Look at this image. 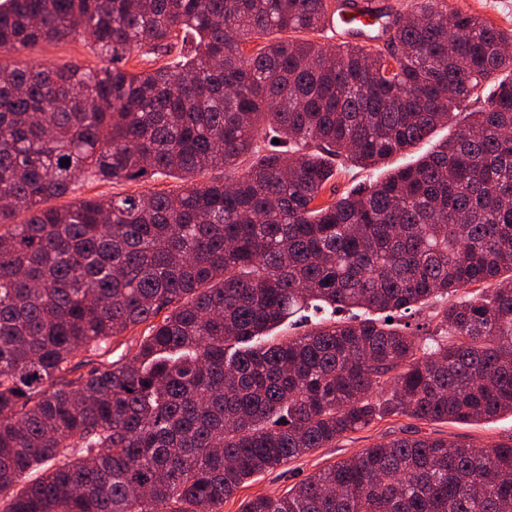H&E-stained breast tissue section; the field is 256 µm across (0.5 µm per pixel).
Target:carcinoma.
<instances>
[{"label": "carcinoma", "instance_id": "cac0c4a2", "mask_svg": "<svg viewBox=\"0 0 512 512\" xmlns=\"http://www.w3.org/2000/svg\"><path fill=\"white\" fill-rule=\"evenodd\" d=\"M330 12L0 0V53L87 37L102 62L0 63V512H220L385 416L512 414V30L411 0L381 45L291 37ZM179 36L174 62L119 66ZM453 118L413 165L316 204L342 162L372 169ZM85 173L183 185L45 206ZM310 308L359 315L271 335ZM142 324L125 361L80 372ZM241 512H512V445L400 437Z\"/></svg>", "mask_w": 512, "mask_h": 512}]
</instances>
